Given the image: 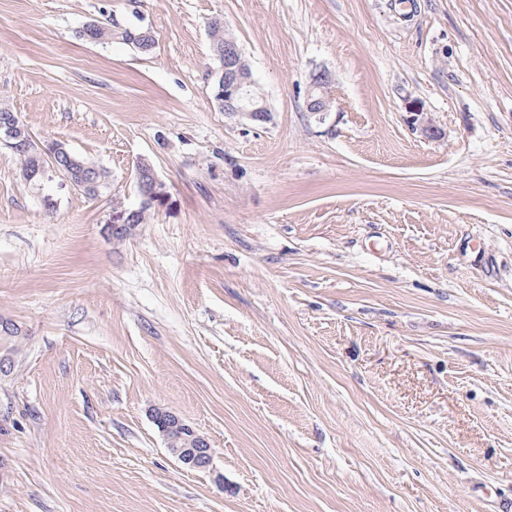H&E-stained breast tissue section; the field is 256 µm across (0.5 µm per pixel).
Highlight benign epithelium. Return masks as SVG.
Here are the masks:
<instances>
[{
    "instance_id": "obj_1",
    "label": "benign epithelium",
    "mask_w": 512,
    "mask_h": 512,
    "mask_svg": "<svg viewBox=\"0 0 512 512\" xmlns=\"http://www.w3.org/2000/svg\"><path fill=\"white\" fill-rule=\"evenodd\" d=\"M244 57L236 44H224V111L233 116L248 118L255 123H266L269 119V109L264 103H257L250 96L248 87L253 80L244 76L242 63ZM333 79L329 71L320 70L314 74L311 89L320 90L324 99L332 97ZM406 112L409 113V122L413 129L420 131L427 138H434L439 134L438 129L431 120L425 116L421 102L412 100L407 102ZM135 212V207L125 208L112 215V224L107 226L109 236L124 232L127 224ZM153 420L161 426L162 434L175 433L181 441V447L170 449L184 466L193 470H208L213 466V450L206 436L199 433L192 425L186 423L178 415L155 408L152 410Z\"/></svg>"
}]
</instances>
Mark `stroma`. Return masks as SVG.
<instances>
[{"label": "stroma", "instance_id": "35a3bbf8", "mask_svg": "<svg viewBox=\"0 0 512 512\" xmlns=\"http://www.w3.org/2000/svg\"><path fill=\"white\" fill-rule=\"evenodd\" d=\"M223 16L272 119L218 108ZM153 31L143 56L92 20ZM332 111H308L319 70ZM419 100L439 130L407 123ZM0 512H497L512 498V0H0ZM146 160L169 200L118 244ZM205 435L167 450L153 409ZM13 120L18 130L15 129V137L11 140L13 146L8 147L13 156L20 162L21 171L23 177L30 184L37 185L43 178L42 166L44 160L48 163V167L44 164L43 170L49 169L50 171L60 174L66 179L76 190L80 191L82 183L77 182L69 174H64L59 169L56 162L57 149L51 147V149L43 148L45 155L44 160L42 159V150L33 142L28 140V127L18 116L16 112L9 110L6 107L0 106V133L1 126L8 125V121ZM15 125V126H16ZM59 143L65 146L68 153V156L63 155L61 162L65 172H68L73 176L88 174L91 178L89 188L82 190V194L87 198L96 199L111 192L112 174L106 167L73 152L65 143ZM152 418L156 426L168 440L167 434L174 432L179 441L175 445L181 448H170L171 443L167 444L168 450L184 466L193 470H209L213 466V450L206 436L199 433L192 425L186 423L178 415L160 408L153 409ZM159 425H158V424Z\"/></svg>", "mask_w": 512, "mask_h": 512}]
</instances>
